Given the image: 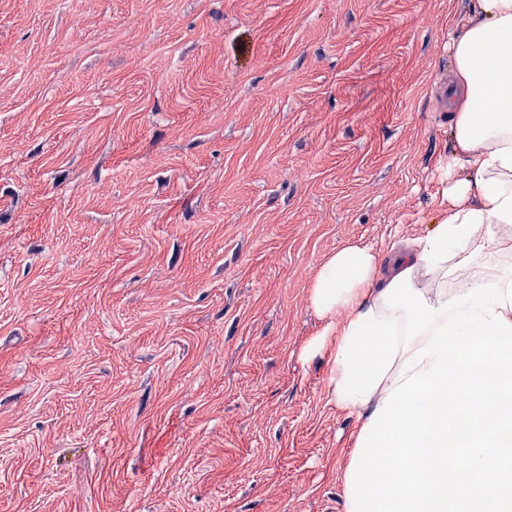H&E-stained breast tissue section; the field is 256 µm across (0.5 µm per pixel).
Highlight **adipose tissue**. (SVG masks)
I'll use <instances>...</instances> for the list:
<instances>
[{"label": "adipose tissue", "mask_w": 512, "mask_h": 512, "mask_svg": "<svg viewBox=\"0 0 512 512\" xmlns=\"http://www.w3.org/2000/svg\"><path fill=\"white\" fill-rule=\"evenodd\" d=\"M456 82L448 106L452 151L445 163L448 211L433 233L393 247L390 272L374 250L348 245L316 273L309 302L333 337L332 383L349 325L373 311L386 316L382 295L393 276L410 272L427 303H441L494 283L506 289L512 262V0H474L473 16L449 32Z\"/></svg>", "instance_id": "obj_1"}]
</instances>
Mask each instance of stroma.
<instances>
[{"mask_svg": "<svg viewBox=\"0 0 512 512\" xmlns=\"http://www.w3.org/2000/svg\"><path fill=\"white\" fill-rule=\"evenodd\" d=\"M471 4L0 0V512H345L309 289L446 214Z\"/></svg>", "mask_w": 512, "mask_h": 512, "instance_id": "35a3bbf8", "label": "stroma"}]
</instances>
